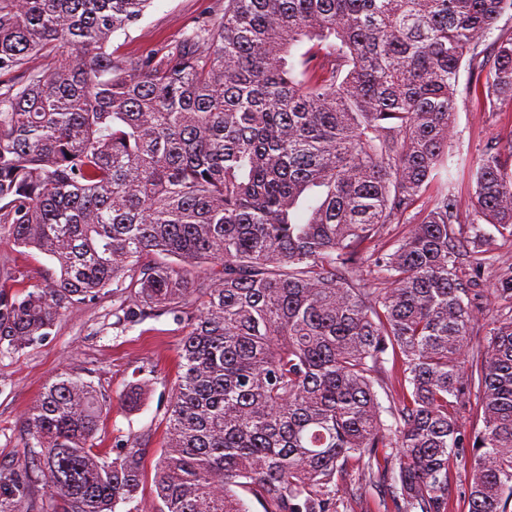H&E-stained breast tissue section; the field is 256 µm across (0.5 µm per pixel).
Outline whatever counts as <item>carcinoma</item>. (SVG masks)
Returning a JSON list of instances; mask_svg holds the SVG:
<instances>
[{
	"mask_svg": "<svg viewBox=\"0 0 512 512\" xmlns=\"http://www.w3.org/2000/svg\"><path fill=\"white\" fill-rule=\"evenodd\" d=\"M152 2L0 0V242L47 261L31 286L0 268V345L109 287L123 329L183 325L152 512H340L365 486L396 512H509L512 309L473 348L448 141L462 67L512 101V35L481 49L512 0H224L160 54L113 50ZM469 174L479 272L478 221L512 241V141ZM491 294L512 301V263ZM110 408L68 372L47 385L0 512H142L152 436L110 456Z\"/></svg>",
	"mask_w": 512,
	"mask_h": 512,
	"instance_id": "1",
	"label": "carcinoma"
}]
</instances>
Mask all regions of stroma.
<instances>
[{
  "label": "stroma",
  "instance_id": "1",
  "mask_svg": "<svg viewBox=\"0 0 512 512\" xmlns=\"http://www.w3.org/2000/svg\"><path fill=\"white\" fill-rule=\"evenodd\" d=\"M224 0H153L144 18L128 33L114 37L121 54L138 58L163 51L179 40L208 12H219ZM512 140V102L497 111L485 110L480 100L460 92L455 114L453 146L458 158L472 161L488 139ZM117 302L105 293L92 302L66 311L41 344L0 353V462L30 458L23 431L25 416L44 387L68 371L90 381L112 401L97 437L105 448L148 431L153 447H161L166 409L178 382L181 325L170 317L149 319L134 329L113 327ZM141 385L137 409L128 410L126 393Z\"/></svg>",
  "mask_w": 512,
  "mask_h": 512
}]
</instances>
